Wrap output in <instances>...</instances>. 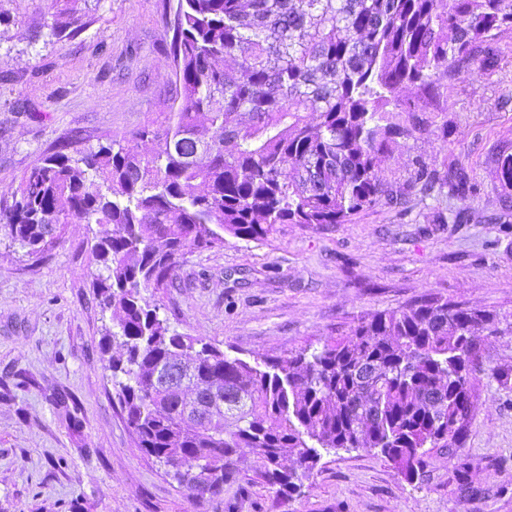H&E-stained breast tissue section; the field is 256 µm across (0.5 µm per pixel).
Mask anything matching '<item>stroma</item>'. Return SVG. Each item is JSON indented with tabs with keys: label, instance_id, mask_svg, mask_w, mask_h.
<instances>
[{
	"label": "stroma",
	"instance_id": "stroma-1",
	"mask_svg": "<svg viewBox=\"0 0 512 512\" xmlns=\"http://www.w3.org/2000/svg\"><path fill=\"white\" fill-rule=\"evenodd\" d=\"M177 0H78L84 27L51 33L48 0H0V204L44 154L103 143L164 120L176 97L166 22ZM491 66L469 63L418 118L440 142L398 140L380 164L405 188L416 158L464 164L476 192L466 224H437L448 192L410 196L326 228L281 224L265 240L225 235L180 260L161 294L178 333L233 357L280 359L320 348L365 316L426 295L488 311L500 332L478 339L472 419L462 447L434 448L406 481L361 448L323 454L299 496L275 493L238 451L239 475L200 503L144 457L114 397L103 336L113 322L92 286L100 227L66 225L26 254L0 231V512H512V234L504 233L491 153L512 142V30Z\"/></svg>",
	"mask_w": 512,
	"mask_h": 512
}]
</instances>
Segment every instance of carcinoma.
I'll list each match as a JSON object with an SVG mask.
<instances>
[{
  "mask_svg": "<svg viewBox=\"0 0 512 512\" xmlns=\"http://www.w3.org/2000/svg\"><path fill=\"white\" fill-rule=\"evenodd\" d=\"M73 7L56 35L82 29ZM171 49L178 107L130 137L41 157L0 224L29 255L64 225L99 224V305L115 316L107 370L137 447L203 502L238 476L237 449L275 492H301L322 452L369 448L409 482L430 448H457L471 418L479 332L496 316L437 296L361 319L346 336L254 364L171 329L159 294L179 259L224 234L268 237L279 224H348L414 191L474 192L465 167L415 160L397 193L379 169L403 116L436 102L455 65L496 62L512 0H177ZM162 148L144 153L140 143ZM494 162L512 208V143ZM293 465L283 464L284 452Z\"/></svg>",
  "mask_w": 512,
  "mask_h": 512,
  "instance_id": "carcinoma-1",
  "label": "carcinoma"
}]
</instances>
